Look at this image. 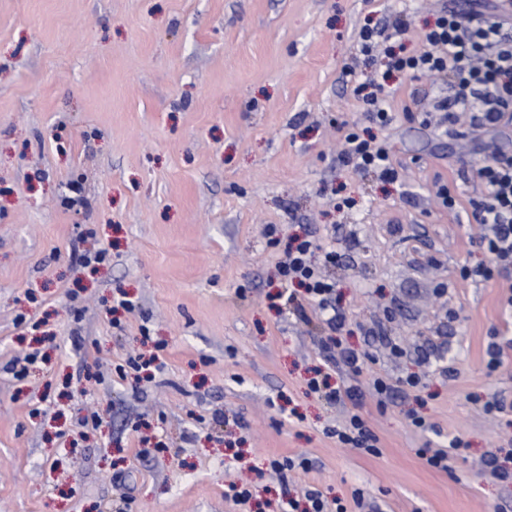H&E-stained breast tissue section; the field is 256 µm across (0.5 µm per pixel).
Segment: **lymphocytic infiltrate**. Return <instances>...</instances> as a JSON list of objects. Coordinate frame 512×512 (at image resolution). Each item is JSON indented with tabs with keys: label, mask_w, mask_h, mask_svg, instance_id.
Wrapping results in <instances>:
<instances>
[{
	"label": "lymphocytic infiltrate",
	"mask_w": 512,
	"mask_h": 512,
	"mask_svg": "<svg viewBox=\"0 0 512 512\" xmlns=\"http://www.w3.org/2000/svg\"><path fill=\"white\" fill-rule=\"evenodd\" d=\"M421 42V49L414 52L401 43L386 45V69L380 79L354 87V94L373 119L383 126L390 123L384 83L393 75L413 72L450 81L454 88L453 94L436 98L432 104L439 125L454 124L457 113L467 112L477 129L503 132L512 128V12L502 8L501 0H469L464 8L450 0L423 32ZM476 148L486 163L480 170L481 194L470 200L469 206L481 229L477 244L487 259L462 265L460 276L490 282L512 268V152L487 141L477 143ZM339 158L392 180L399 176L390 142L354 130L344 134ZM317 251L324 262H335L334 250H322L312 240L297 238L277 267L284 281L297 287L288 295V304L300 312L313 307L333 328L341 325L343 315L333 300V284L312 260Z\"/></svg>",
	"instance_id": "obj_1"
}]
</instances>
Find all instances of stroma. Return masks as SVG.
<instances>
[{
  "label": "stroma",
  "mask_w": 512,
  "mask_h": 512,
  "mask_svg": "<svg viewBox=\"0 0 512 512\" xmlns=\"http://www.w3.org/2000/svg\"><path fill=\"white\" fill-rule=\"evenodd\" d=\"M438 7L0 0V512H281L310 489L329 512L356 491L363 512H512V483L480 470L490 451L512 470V427L482 409L512 401V314L498 282L458 275L485 259L477 133L422 125L448 88L418 73L391 81L385 127L353 93L384 70L362 27L403 20L411 51ZM352 127L393 145L397 180L339 160ZM295 237L338 254L337 330L282 298ZM329 334L420 386L383 412L310 393ZM153 352L152 379L120 374ZM352 414L379 454L329 436ZM456 436L451 472L420 456ZM274 458L312 466L279 477Z\"/></svg>",
  "instance_id": "35a3bbf8"
}]
</instances>
